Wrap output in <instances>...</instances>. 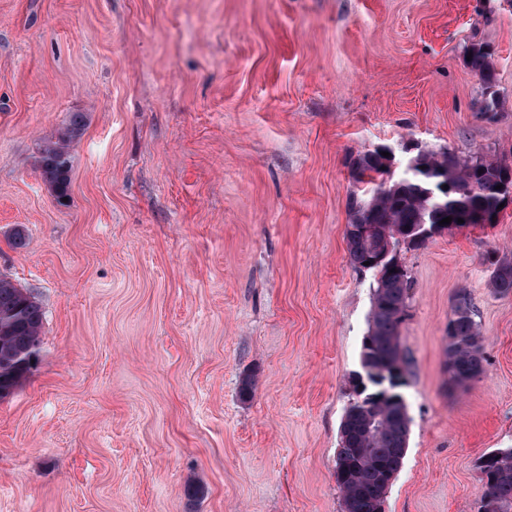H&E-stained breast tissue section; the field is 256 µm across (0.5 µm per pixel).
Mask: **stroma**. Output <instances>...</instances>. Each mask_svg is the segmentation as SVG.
Here are the masks:
<instances>
[{
	"mask_svg": "<svg viewBox=\"0 0 512 512\" xmlns=\"http://www.w3.org/2000/svg\"><path fill=\"white\" fill-rule=\"evenodd\" d=\"M74 112L60 203L37 160ZM412 141L512 162V0H0V274L44 312L0 401V512H342L374 280L348 261L349 160ZM504 257L512 201L400 251L411 426L386 512H478V458L512 446ZM462 290L485 371L457 385ZM465 53L467 65L478 77L483 94L489 100L484 111L491 112L497 102L495 70L492 63L493 52L483 42L473 41L466 47ZM468 55H471L470 61H467ZM493 272L492 287L497 295H508L512 292V261L497 260Z\"/></svg>",
	"mask_w": 512,
	"mask_h": 512,
	"instance_id": "obj_1",
	"label": "stroma"
}]
</instances>
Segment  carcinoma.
Instances as JSON below:
<instances>
[{
    "instance_id": "1",
    "label": "carcinoma",
    "mask_w": 512,
    "mask_h": 512,
    "mask_svg": "<svg viewBox=\"0 0 512 512\" xmlns=\"http://www.w3.org/2000/svg\"><path fill=\"white\" fill-rule=\"evenodd\" d=\"M467 62L487 97L485 111L497 102L493 52L480 42L470 43ZM84 115L74 112L66 132L43 147L38 166L57 199L68 197L70 143L83 127ZM353 189L349 193V224L345 238L350 263L361 271L389 245H397L393 232L416 224H436L451 217L463 219L460 227L497 223L499 205L506 200L497 186L509 165L483 156L461 157L443 148L417 156L409 174L394 175L380 157L366 151L350 161ZM448 186L443 192L442 186ZM493 292H512V261L498 260L492 278ZM408 271L379 269L374 282L368 334L361 353L390 364L389 372L370 383L363 401L348 402L336 449V483L342 494L343 512H380L387 482L400 472L409 447L410 423L406 408L386 389L404 384L407 360L400 349L399 326L409 300ZM43 310L26 289L0 275V391L16 389L31 373V356L41 343ZM483 336L471 299L462 291L448 320L446 369L454 383L472 381L484 372ZM477 469L485 477L479 512H512V447L497 448L479 458Z\"/></svg>"
}]
</instances>
